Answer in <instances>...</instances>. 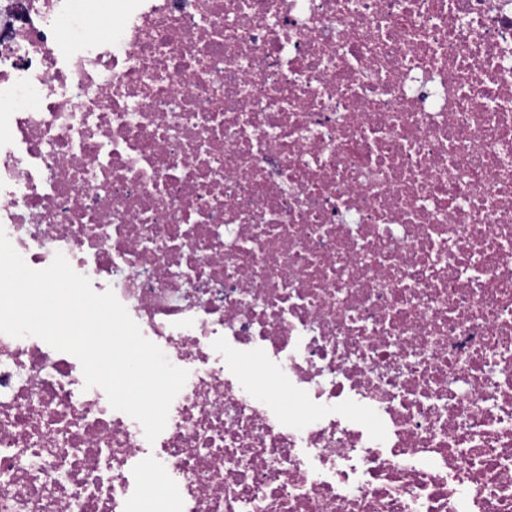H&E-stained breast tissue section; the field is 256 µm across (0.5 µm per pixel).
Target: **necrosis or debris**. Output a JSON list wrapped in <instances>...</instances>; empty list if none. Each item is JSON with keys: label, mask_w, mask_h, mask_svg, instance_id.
<instances>
[{"label": "necrosis or debris", "mask_w": 512, "mask_h": 512, "mask_svg": "<svg viewBox=\"0 0 512 512\" xmlns=\"http://www.w3.org/2000/svg\"><path fill=\"white\" fill-rule=\"evenodd\" d=\"M6 2L0 227L189 376L0 334V512H512V0Z\"/></svg>", "instance_id": "necrosis-or-debris-1"}]
</instances>
